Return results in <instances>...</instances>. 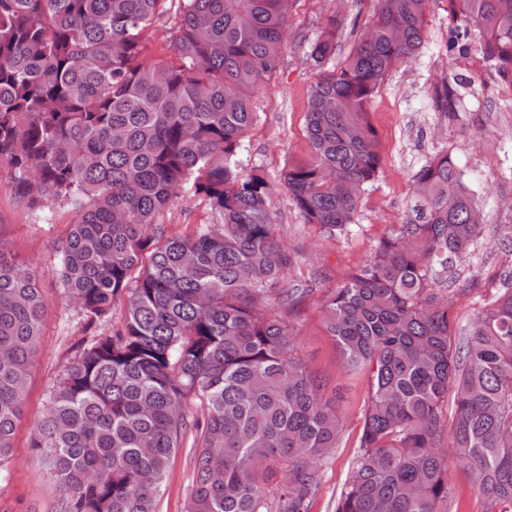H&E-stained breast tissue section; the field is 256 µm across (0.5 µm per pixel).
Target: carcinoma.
Segmentation results:
<instances>
[{"mask_svg": "<svg viewBox=\"0 0 512 512\" xmlns=\"http://www.w3.org/2000/svg\"><path fill=\"white\" fill-rule=\"evenodd\" d=\"M295 2L0 0V167L33 223H53L56 204L76 213L55 249L64 298L90 323L118 305L124 316L65 368L36 423L58 512H156L189 433L186 512H311L340 417L267 307L293 310L311 292L283 286L293 253L272 200L282 188L304 223L351 232L381 168L368 106L423 47L431 0H376L339 62L330 12L308 53L309 159L274 179L244 165L251 91L278 68ZM446 2L450 48L465 55L479 35L512 90V0ZM169 12L170 55L149 59L143 34ZM433 102L453 106L448 78ZM188 186L206 217L176 233L163 216ZM481 232L463 171L437 154L415 175L406 219L328 297L346 367L371 374L335 512H451L450 451L483 512H512V272L464 328L442 287ZM45 316L35 273L0 246V469Z\"/></svg>", "mask_w": 512, "mask_h": 512, "instance_id": "1", "label": "carcinoma"}]
</instances>
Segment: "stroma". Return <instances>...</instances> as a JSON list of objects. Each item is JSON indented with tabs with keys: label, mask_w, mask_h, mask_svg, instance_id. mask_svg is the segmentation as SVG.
<instances>
[{
	"label": "stroma",
	"mask_w": 512,
	"mask_h": 512,
	"mask_svg": "<svg viewBox=\"0 0 512 512\" xmlns=\"http://www.w3.org/2000/svg\"><path fill=\"white\" fill-rule=\"evenodd\" d=\"M445 0H431L425 25L427 42L415 60L393 70L373 97L369 112L378 132L382 166L368 186L351 236H328L303 223L286 193L273 202L277 231L296 254L291 280L308 284L310 296L295 319L299 354L328 388L338 389L342 434L311 512H334L336 496L347 480L362 430L370 388L368 371L345 367L340 348L323 322L326 297L373 256L379 241L401 224L411 206L414 176L425 162L447 153L459 164L483 217L482 236L472 255L449 282L452 313L460 324L470 322L495 293L498 276L512 268V99L472 44L467 58L447 49L450 20ZM346 19L367 24L374 0H296L288 19L289 34L282 63L270 80L253 92L259 118L248 140L247 162L277 174L286 161L307 158L306 112L315 71L309 66L310 44L330 9ZM461 77L457 106L438 112L429 96L446 73ZM75 213L57 206L51 224L32 223L15 195L7 169L0 168V241L35 271L47 315L27 383L22 417L0 488V512H57L59 491L31 446L33 428L67 365L91 340L111 335L121 309L96 324H86L79 310L65 301L58 278L55 246L64 238ZM193 448L184 443L173 456L157 498L158 512H185L192 489Z\"/></svg>",
	"instance_id": "stroma-1"
}]
</instances>
